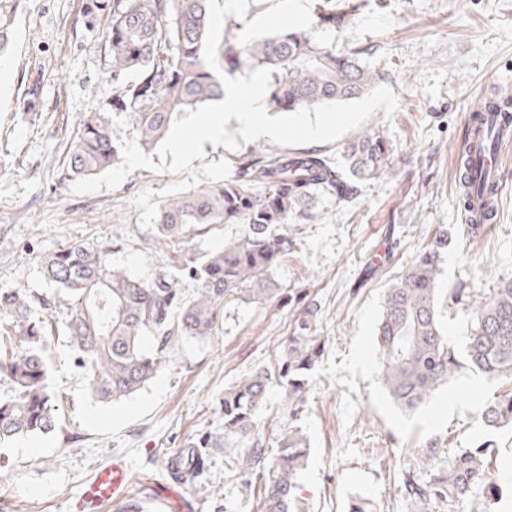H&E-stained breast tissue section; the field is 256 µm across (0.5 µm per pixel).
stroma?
I'll list each match as a JSON object with an SVG mask.
<instances>
[{
    "mask_svg": "<svg viewBox=\"0 0 512 512\" xmlns=\"http://www.w3.org/2000/svg\"><path fill=\"white\" fill-rule=\"evenodd\" d=\"M87 0H22L13 44L0 55V288L53 292L45 254L76 241H107L112 261L150 283L165 267L152 221L177 174L138 169L114 189L77 195L64 160L81 116L112 99L101 29L88 26ZM345 25L315 27L337 49L360 51L381 74L397 108L376 111L366 129L382 130L393 164L363 182L348 202L323 200L288 224L291 253L277 272L288 287L310 288L322 307L321 362L297 414L270 391L258 429L276 440L288 427L306 436L309 457L294 502L307 512H347L351 498L373 512H415L401 494L400 459L437 438L467 447L486 431L482 405L499 382L462 371L411 413L395 406L377 374L376 328L385 288L440 231L448 233L440 299L463 288L489 295L512 279V143L503 145L496 221L468 234L455 172L468 117L486 97L512 90V0H350ZM38 86L39 112L24 99ZM290 331L287 308L225 301L205 339H179L174 362L130 398L93 400L65 337L44 350L61 400L59 430L0 446V512H71L85 483L114 460L129 467L149 512H214L204 495L166 474L162 462L188 435L222 424L219 401L241 373L273 361ZM207 478L222 486L230 512H259L257 491L224 473V451L210 449Z\"/></svg>",
    "mask_w": 512,
    "mask_h": 512,
    "instance_id": "1",
    "label": "stroma"
}]
</instances>
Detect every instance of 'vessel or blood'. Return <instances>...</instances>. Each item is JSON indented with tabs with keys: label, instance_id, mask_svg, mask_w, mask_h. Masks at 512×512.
Listing matches in <instances>:
<instances>
[{
	"label": "vessel or blood",
	"instance_id": "vessel-or-blood-1",
	"mask_svg": "<svg viewBox=\"0 0 512 512\" xmlns=\"http://www.w3.org/2000/svg\"><path fill=\"white\" fill-rule=\"evenodd\" d=\"M469 127L470 164L475 173L484 179L483 193L487 201H496L501 193L499 168L501 157L499 149L487 150L483 147V136L490 132L512 133V106L501 101L486 102L479 121H472ZM129 486V472L125 463L120 461L102 467L94 480L89 483L78 500L73 512H93L98 505L124 498Z\"/></svg>",
	"mask_w": 512,
	"mask_h": 512
}]
</instances>
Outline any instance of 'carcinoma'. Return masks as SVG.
<instances>
[{"mask_svg": "<svg viewBox=\"0 0 512 512\" xmlns=\"http://www.w3.org/2000/svg\"><path fill=\"white\" fill-rule=\"evenodd\" d=\"M20 0H0V51L10 43L11 17ZM320 23L342 25L351 10L336 0H318ZM84 16L105 27L112 102L84 114L64 165L70 175L88 177L117 155L107 114L127 112L144 149L164 139L177 116L224 97L218 73L203 60L207 0H91ZM229 75L248 68L272 70L265 105L292 112L322 103L364 96L380 78L360 63L358 53L341 52L309 30H291L238 49L228 42L216 57ZM136 78L127 80V75ZM343 165L314 152L288 154L266 147L238 162L223 183L161 202L153 221L154 242L166 251V267L151 283L112 263L104 242H77L41 258L44 278L67 298L58 311L52 295L27 288H0V377L12 394L0 398V444L47 433L57 426L59 397L43 355L46 341L63 326L78 355L88 391L115 403L142 390L166 365L178 339L212 335L224 301L280 302L288 286L276 271L288 257V221L311 215L322 197L348 202L358 184L390 164L384 135L362 133L342 147ZM221 224H240V235L224 247L198 253L195 237ZM448 248V232L425 250L386 289L377 325L378 376L398 408L411 411L454 381L461 370L476 371L506 385L481 411L485 427H512V281L490 296L473 299L472 327L463 355L448 346L440 320L437 280ZM197 282L183 291V281ZM291 330L275 362L251 369L224 390V423L185 439L166 461L173 478L199 487L208 470V448L224 449V468L243 485L259 490L261 512H289L300 471L306 465V437L298 429L270 444L255 426L268 391L276 386L290 413L306 393L308 373L322 355L317 336L321 305L311 292L294 297ZM150 338L153 345L144 346ZM438 440L403 470L407 497L420 509L457 512L481 492L495 499L496 473L508 464L495 440L484 438L453 453L444 467ZM429 471L420 479L416 472Z\"/></svg>", "mask_w": 512, "mask_h": 512, "instance_id": "obj_1", "label": "carcinoma"}]
</instances>
